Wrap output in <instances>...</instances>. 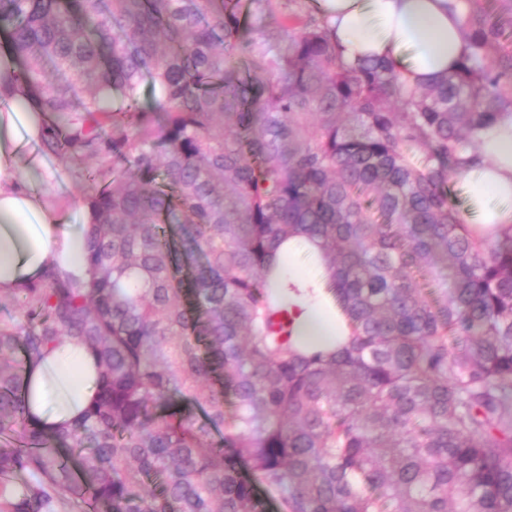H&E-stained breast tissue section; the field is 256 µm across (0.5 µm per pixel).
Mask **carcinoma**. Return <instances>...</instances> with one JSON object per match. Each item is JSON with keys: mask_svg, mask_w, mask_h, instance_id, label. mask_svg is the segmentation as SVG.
<instances>
[{"mask_svg": "<svg viewBox=\"0 0 512 512\" xmlns=\"http://www.w3.org/2000/svg\"><path fill=\"white\" fill-rule=\"evenodd\" d=\"M317 2L0 0L43 152L112 166L88 281L49 272L0 323V512H266L258 484L283 512H512V224L459 197L512 115L503 27L467 0L457 67L409 86L343 62ZM292 238L337 353L293 336ZM67 339L100 378L48 433L24 369ZM309 248L315 250L312 245L301 240L288 243V277L303 286L315 285L317 281L321 280V275L323 274V268L317 263L315 264V271L313 273H304L294 269L292 263L289 262L293 255L295 256L300 252L308 253Z\"/></svg>", "mask_w": 512, "mask_h": 512, "instance_id": "carcinoma-1", "label": "carcinoma"}]
</instances>
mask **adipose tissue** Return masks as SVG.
<instances>
[{
	"label": "adipose tissue",
	"instance_id": "obj_1",
	"mask_svg": "<svg viewBox=\"0 0 512 512\" xmlns=\"http://www.w3.org/2000/svg\"><path fill=\"white\" fill-rule=\"evenodd\" d=\"M343 61L394 63L405 81L417 84L450 70L467 50L461 18L466 0H320ZM17 60L0 50V296L40 282L46 272L81 282L87 277L86 227L73 221V197L50 190L54 172L42 151L48 120L25 105L29 92L8 81ZM484 169L468 183L469 204L484 225L512 224V117L479 134ZM294 332L312 344L336 333L325 302L304 298ZM99 376L82 345L64 341L27 367L24 386L32 420L53 431L73 423L88 407Z\"/></svg>",
	"mask_w": 512,
	"mask_h": 512
}]
</instances>
